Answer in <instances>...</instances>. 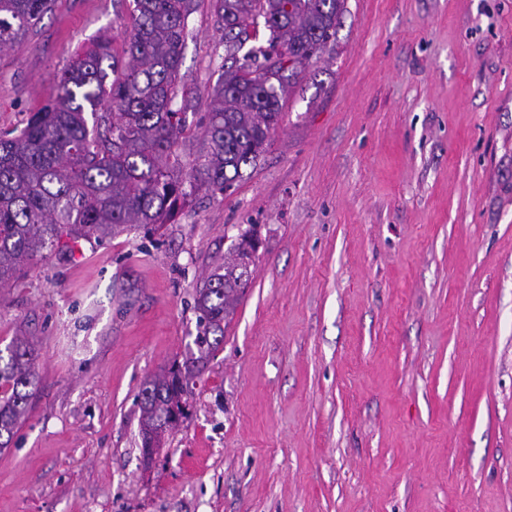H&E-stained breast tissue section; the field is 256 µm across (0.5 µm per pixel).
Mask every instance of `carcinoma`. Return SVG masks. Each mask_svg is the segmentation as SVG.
Listing matches in <instances>:
<instances>
[{
	"label": "carcinoma",
	"instance_id": "1",
	"mask_svg": "<svg viewBox=\"0 0 512 512\" xmlns=\"http://www.w3.org/2000/svg\"><path fill=\"white\" fill-rule=\"evenodd\" d=\"M224 27V71L207 101L197 162L170 164L198 102L178 94L181 44L196 0H134L118 71L110 43L76 54L57 99L18 134H0V288L43 251L71 256L137 224H166L198 189L224 193L257 163L279 123L281 94L299 66L336 34L345 0H211ZM54 0H0V49L25 38ZM267 45L246 46L250 29ZM112 82H107V79ZM255 254L241 247L196 291V351L146 380L139 394L142 453L184 415L194 378L223 349L224 326ZM0 354V448L29 412L37 384L34 343L15 337Z\"/></svg>",
	"mask_w": 512,
	"mask_h": 512
}]
</instances>
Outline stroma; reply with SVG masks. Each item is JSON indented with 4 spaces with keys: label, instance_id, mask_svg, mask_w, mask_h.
I'll return each mask as SVG.
<instances>
[{
    "label": "stroma",
    "instance_id": "obj_1",
    "mask_svg": "<svg viewBox=\"0 0 512 512\" xmlns=\"http://www.w3.org/2000/svg\"><path fill=\"white\" fill-rule=\"evenodd\" d=\"M133 8L56 0L1 49L0 129L99 39L125 63ZM223 63L197 0L182 86L206 100ZM248 230L224 348L144 463L142 383ZM17 336L38 384L0 512H512V0H346L256 166L35 260L0 288V350Z\"/></svg>",
    "mask_w": 512,
    "mask_h": 512
}]
</instances>
